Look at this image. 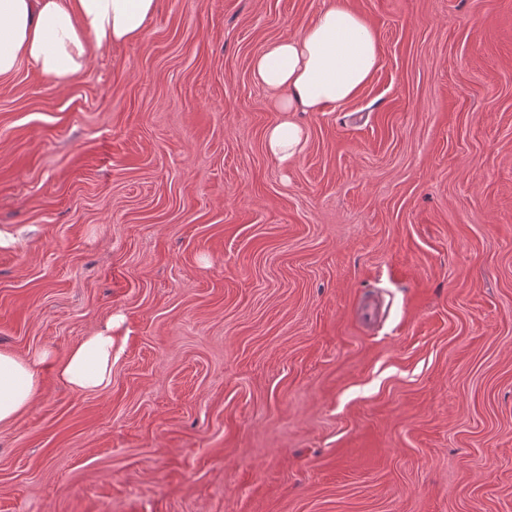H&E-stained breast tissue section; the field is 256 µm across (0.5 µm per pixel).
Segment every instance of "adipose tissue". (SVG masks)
<instances>
[{"mask_svg":"<svg viewBox=\"0 0 512 512\" xmlns=\"http://www.w3.org/2000/svg\"><path fill=\"white\" fill-rule=\"evenodd\" d=\"M157 0H0V77L20 61L54 85L68 83L92 48L140 41ZM380 56L377 34L347 0H326L300 34L268 42L252 60L255 81L274 95L281 121L264 137L281 165L304 150L307 134L289 115L346 104L370 79ZM111 326L101 327L58 358L48 350L22 358L0 351V425L11 423L40 393V371L51 367L71 387L104 391L112 381Z\"/></svg>","mask_w":512,"mask_h":512,"instance_id":"ef3b65f1","label":"adipose tissue"}]
</instances>
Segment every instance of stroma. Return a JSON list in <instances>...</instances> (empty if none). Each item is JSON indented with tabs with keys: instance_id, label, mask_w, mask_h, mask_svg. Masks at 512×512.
<instances>
[{
	"instance_id": "obj_1",
	"label": "stroma",
	"mask_w": 512,
	"mask_h": 512,
	"mask_svg": "<svg viewBox=\"0 0 512 512\" xmlns=\"http://www.w3.org/2000/svg\"><path fill=\"white\" fill-rule=\"evenodd\" d=\"M348 2L378 67L286 167L251 62L323 0L0 77V351L113 336L0 426V512H512V0Z\"/></svg>"
}]
</instances>
